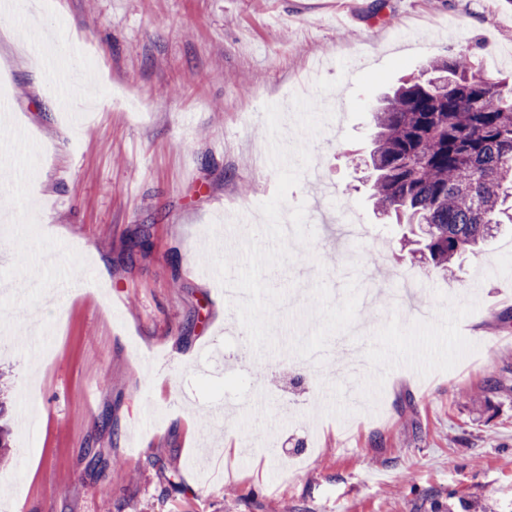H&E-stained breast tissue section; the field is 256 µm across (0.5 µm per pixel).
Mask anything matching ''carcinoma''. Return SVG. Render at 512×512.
Returning a JSON list of instances; mask_svg holds the SVG:
<instances>
[{
  "label": "carcinoma",
  "instance_id": "carcinoma-1",
  "mask_svg": "<svg viewBox=\"0 0 512 512\" xmlns=\"http://www.w3.org/2000/svg\"><path fill=\"white\" fill-rule=\"evenodd\" d=\"M374 112L376 209L422 225L421 257L445 273L512 223V87L468 51L429 61Z\"/></svg>",
  "mask_w": 512,
  "mask_h": 512
}]
</instances>
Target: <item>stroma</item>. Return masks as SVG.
Returning a JSON list of instances; mask_svg holds the SVG:
<instances>
[{
    "instance_id": "1",
    "label": "stroma",
    "mask_w": 512,
    "mask_h": 512,
    "mask_svg": "<svg viewBox=\"0 0 512 512\" xmlns=\"http://www.w3.org/2000/svg\"><path fill=\"white\" fill-rule=\"evenodd\" d=\"M78 44L94 111L72 118L50 94L69 71L32 68L21 18L0 10V159L26 179L0 215V294L13 325L0 344L11 464L0 512H512V231L452 273L413 253L408 225L374 208L364 166L372 109L435 57L469 50L512 79L507 0H39ZM284 108L335 192L369 229L337 224L292 244L275 288L334 300L415 285L413 303L360 304L356 345L379 378L339 361L252 358L223 288L203 280L211 225L258 229L276 189L263 107ZM146 252L128 255L131 236ZM104 267L109 281L97 279ZM82 286L44 301L59 274ZM41 332L26 333L29 311ZM496 385L478 404L462 388ZM264 397V415L239 410ZM110 417L113 430L103 429ZM102 461L90 466L87 449ZM120 460L131 479L113 475Z\"/></svg>"
}]
</instances>
